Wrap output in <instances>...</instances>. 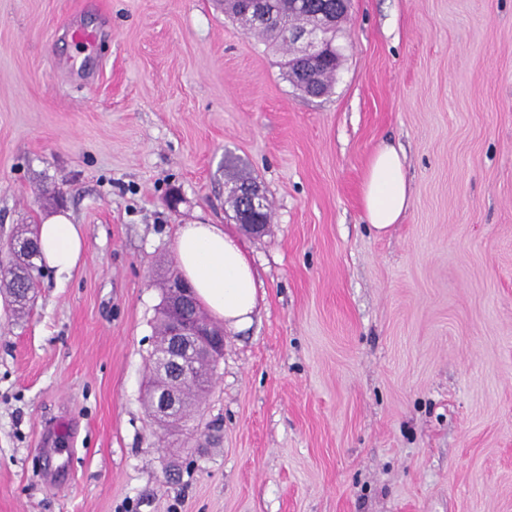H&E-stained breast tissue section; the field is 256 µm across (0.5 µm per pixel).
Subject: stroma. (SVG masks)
<instances>
[{"instance_id": "35a3bbf8", "label": "stroma", "mask_w": 512, "mask_h": 512, "mask_svg": "<svg viewBox=\"0 0 512 512\" xmlns=\"http://www.w3.org/2000/svg\"><path fill=\"white\" fill-rule=\"evenodd\" d=\"M338 43L313 98L218 0H0V262L60 212L86 247L0 295V512H512V0H351ZM236 173L258 309L166 430L163 276L180 225L236 227ZM362 205L377 233L397 224L410 204L403 162L395 147L384 145L372 156L362 185ZM244 196V201L249 203L252 206V210L248 211L246 215L249 214V212H257L258 205L263 206V201L265 200L264 204V210L263 212H260V215L263 216L264 220L267 221L265 224H245L247 227H249L251 230H253L254 233H261L265 230V227L267 224L271 221V212L269 209V206L267 204L266 199H264V195L260 189V187L257 185L250 186L248 188L244 189V193L242 194Z\"/></svg>"}]
</instances>
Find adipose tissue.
<instances>
[{"instance_id": "ef3b65f1", "label": "adipose tissue", "mask_w": 512, "mask_h": 512, "mask_svg": "<svg viewBox=\"0 0 512 512\" xmlns=\"http://www.w3.org/2000/svg\"><path fill=\"white\" fill-rule=\"evenodd\" d=\"M361 199L368 223L379 233L390 229L408 209L410 194L395 147L382 146L372 156ZM38 240L39 261L48 267L69 271L83 257L82 227L66 216L54 215L41 224ZM174 248L183 278L214 317L235 329L251 324L257 282L235 233L219 224H184L176 233Z\"/></svg>"}]
</instances>
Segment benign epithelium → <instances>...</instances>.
Segmentation results:
<instances>
[{"label":"benign epithelium","mask_w":512,"mask_h":512,"mask_svg":"<svg viewBox=\"0 0 512 512\" xmlns=\"http://www.w3.org/2000/svg\"><path fill=\"white\" fill-rule=\"evenodd\" d=\"M337 23L330 11H323L311 25L303 28L290 27L284 32L289 45L297 50L298 78L306 80L304 68L334 52L327 39V31ZM168 300L164 311L172 319L166 344L180 352L165 368L167 383L155 395V412L166 419L178 406L183 388L193 381L192 366L206 357H216L224 349V333L213 330L208 321L190 314L194 292L190 286L174 278L167 283Z\"/></svg>","instance_id":"obj_1"}]
</instances>
